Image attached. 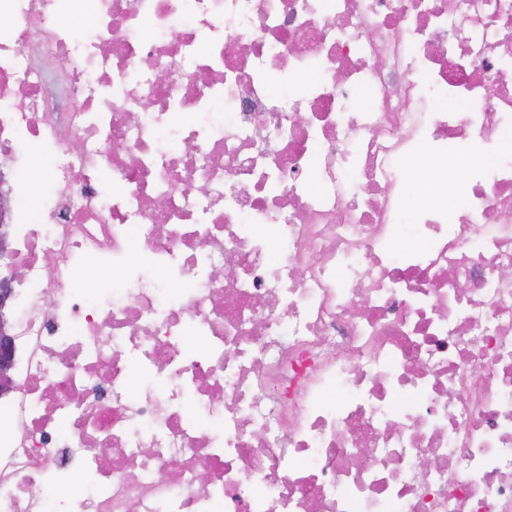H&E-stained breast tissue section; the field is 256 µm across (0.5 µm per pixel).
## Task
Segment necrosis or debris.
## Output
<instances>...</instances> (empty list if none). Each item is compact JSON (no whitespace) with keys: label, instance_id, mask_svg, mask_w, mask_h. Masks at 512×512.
<instances>
[{"label":"necrosis or debris","instance_id":"obj_1","mask_svg":"<svg viewBox=\"0 0 512 512\" xmlns=\"http://www.w3.org/2000/svg\"><path fill=\"white\" fill-rule=\"evenodd\" d=\"M505 135L512 0H0V512H512ZM9 215L10 199L7 194L0 193V260L2 271H10L9 268L6 266V262L8 261L5 258L12 255L11 241L7 230V220L9 218ZM12 303L10 281H0V395H6L16 389L14 378V339L13 324L7 316Z\"/></svg>","mask_w":512,"mask_h":512}]
</instances>
